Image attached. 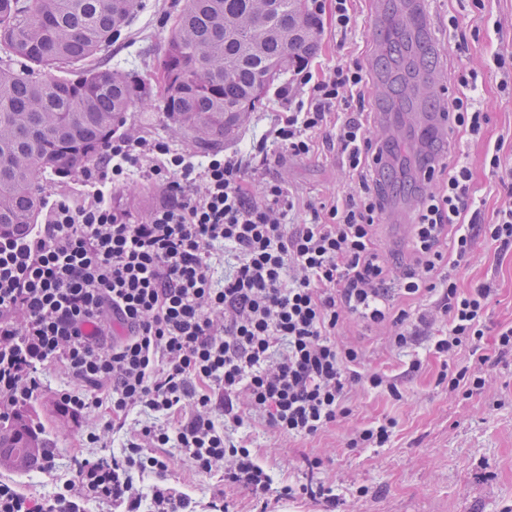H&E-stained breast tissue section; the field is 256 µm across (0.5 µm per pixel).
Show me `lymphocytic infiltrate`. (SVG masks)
I'll list each match as a JSON object with an SVG mask.
<instances>
[{
	"label": "lymphocytic infiltrate",
	"mask_w": 512,
	"mask_h": 512,
	"mask_svg": "<svg viewBox=\"0 0 512 512\" xmlns=\"http://www.w3.org/2000/svg\"><path fill=\"white\" fill-rule=\"evenodd\" d=\"M477 80L457 79L442 115L452 139L486 132ZM364 83L356 63L324 72L298 62L278 93L284 112L247 150L200 157L158 138L115 136L97 163L71 175L73 193L41 198L39 223L0 235V419L43 391L49 365L69 378L54 391L61 416L107 413L85 435L106 455L74 456L71 477L39 498L0 481V512H88L93 502L114 512H141L146 502L151 512H196V501L164 482L178 462L219 476L211 512H230L225 492L234 487L263 504L302 494L332 505L330 484L274 487L239 429L254 422L296 440L316 436L350 415L348 396L362 382L400 400L401 375L422 365L423 326L429 353L442 360L438 383L452 394L484 387L481 340L495 290L462 288L459 272L477 241L512 251V204L485 216L465 150L428 161L399 273L404 304L394 307L388 285L397 273L375 239L384 157ZM325 127L340 167L357 179L352 191L302 206L283 180L255 182L270 148L310 156ZM134 175L162 188L143 216L112 193ZM350 320L388 329L401 374L366 369L362 349L340 338ZM465 347L474 363L450 364ZM117 433L122 446L108 451Z\"/></svg>",
	"instance_id": "f902f5d3"
}]
</instances>
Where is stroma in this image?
<instances>
[{"mask_svg": "<svg viewBox=\"0 0 512 512\" xmlns=\"http://www.w3.org/2000/svg\"><path fill=\"white\" fill-rule=\"evenodd\" d=\"M393 0H354L356 28L345 42H338L331 14L320 16L319 49L311 62L330 68L340 62H355L367 75L366 109L373 114L374 131L394 144L393 175L389 179V213L416 203L412 180L423 140L420 113L404 105H391L383 91L375 62L385 49L384 32L396 28L389 10ZM411 8L416 25L433 53L432 97L445 107L452 97L454 77L469 70L483 80L479 94L490 116L486 141L503 139V156L512 159V88L502 89L495 55L512 57V0H401ZM184 0H141V5L121 37L99 53L104 65H122L146 70L162 54L170 28ZM456 16L459 30L468 41L459 52L448 41V18ZM282 104L276 90H268L265 105L248 120L225 148L249 145L268 128ZM122 131H139L186 149L190 143L175 131L159 102L152 101L127 112ZM485 143L465 142L474 167H481ZM263 177L282 178L299 202L330 200L349 191L352 180L343 171L334 152L318 142L314 154L304 160L271 164ZM493 280L497 289L486 321L483 346L490 356L484 367L486 383L472 395L449 394L436 385L441 358L423 354L418 374L402 380L401 400L359 385L349 395L351 413L319 435L294 440L266 430L250 429L258 459L276 485L297 486L323 479L335 484L339 499L335 508L304 498L281 501L277 512H512V354L495 351L500 325L512 322V252H500L480 243L471 265L459 274L461 287ZM346 340L366 351L365 363L373 370L398 369L400 361L390 352L385 336L346 323ZM46 389L31 410L46 426L54 444L55 466L49 473L18 472L0 465V481L11 482L31 496L52 490L72 473L71 456L80 447L84 430L99 427L104 413L95 411L80 423L57 413L53 389L66 380L62 367L46 368ZM396 418L398 426L386 447L352 450L345 443L353 428L382 417ZM320 460L312 468L311 460ZM364 496H357V488Z\"/></svg>", "mask_w": 512, "mask_h": 512, "instance_id": "stroma-1", "label": "stroma"}]
</instances>
